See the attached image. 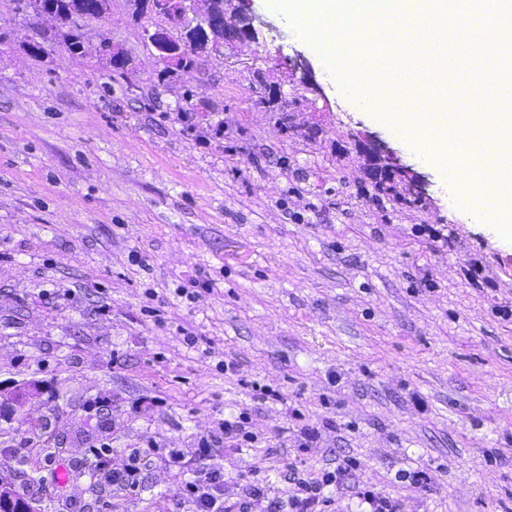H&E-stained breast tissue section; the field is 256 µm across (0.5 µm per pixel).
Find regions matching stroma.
<instances>
[{
  "instance_id": "35a3bbf8",
  "label": "stroma",
  "mask_w": 512,
  "mask_h": 512,
  "mask_svg": "<svg viewBox=\"0 0 512 512\" xmlns=\"http://www.w3.org/2000/svg\"><path fill=\"white\" fill-rule=\"evenodd\" d=\"M252 12L255 42L170 81L126 0L80 55L0 0V390L31 389L0 421V474L27 496L14 451L43 424L56 512H190L200 439L242 419L251 441L203 462L225 505L258 483L291 512L300 480L340 468L323 512L368 491L400 512H512V243L288 16ZM105 40L137 67L110 71ZM257 69L287 124L258 105ZM364 134L425 195L400 176L379 194ZM104 445L148 452L137 494L104 483Z\"/></svg>"
}]
</instances>
